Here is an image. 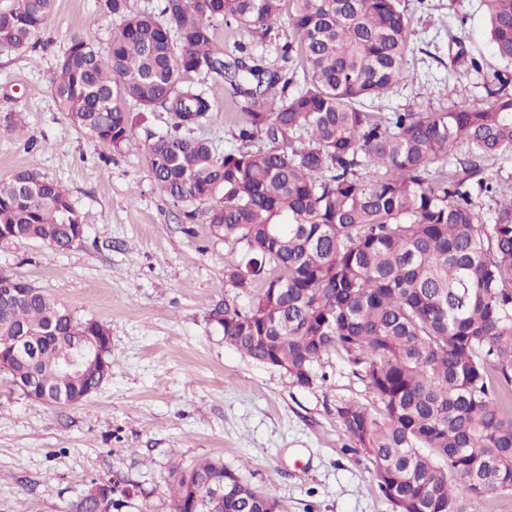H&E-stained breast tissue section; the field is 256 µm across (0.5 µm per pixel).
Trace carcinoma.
Returning <instances> with one entry per match:
<instances>
[{
  "instance_id": "obj_1",
  "label": "carcinoma",
  "mask_w": 512,
  "mask_h": 512,
  "mask_svg": "<svg viewBox=\"0 0 512 512\" xmlns=\"http://www.w3.org/2000/svg\"><path fill=\"white\" fill-rule=\"evenodd\" d=\"M159 13L130 0H99L120 18L103 53L74 36L51 80L71 125L120 151L132 145L126 104L172 113L177 126L208 122L213 104L184 81L205 72L227 81L246 115L241 146L218 152L174 134L148 146L149 171L172 199L205 203L211 232L240 258L225 271L248 306L224 299L211 313L224 341L309 387L333 351L379 403L336 407L356 450L372 462L397 512H477L512 495V191L486 177L512 153L509 79L493 74L491 101L449 111L375 112L366 102L409 77V18L401 0H161ZM490 44L512 62V0H483ZM55 0H17L0 12V47L24 52ZM288 10L304 85L253 51L224 58L214 26L235 22L263 39ZM264 140L268 148L247 144ZM458 144L464 157L451 163ZM496 207L482 221L474 198ZM84 229L58 183L21 169L0 181V236L64 250ZM43 336L24 363L9 361L21 334ZM109 337L37 288L0 306V371L27 398L57 384L74 345ZM72 395L98 384L81 364ZM224 486L215 512H272L220 458L203 459L169 488L171 512H192L193 493ZM93 480L70 512H103ZM134 491L112 484V510Z\"/></svg>"
}]
</instances>
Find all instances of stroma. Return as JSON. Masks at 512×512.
<instances>
[{"instance_id":"obj_1","label":"stroma","mask_w":512,"mask_h":512,"mask_svg":"<svg viewBox=\"0 0 512 512\" xmlns=\"http://www.w3.org/2000/svg\"><path fill=\"white\" fill-rule=\"evenodd\" d=\"M413 52L411 80L379 100L382 111L449 109L483 100L493 72L512 75L492 55L481 0H401ZM119 18L97 0H56L53 14L24 53L0 49V180L20 168L60 183L85 226L81 243L59 251L37 242L0 241V273L19 276L64 302L78 318L109 329L110 379L80 404L31 401L0 372V512H68L90 481L135 484L122 512H170L167 487L176 471L223 458L250 486L276 499L278 512H395L377 486L371 461L351 451L337 405L373 406L365 384L336 353L316 366L309 387L256 363L225 343L211 311L235 290L224 272L237 256L208 225L184 221L152 180L150 135L175 123L172 113L128 103L135 148L120 152L69 125L50 79L71 37L107 48ZM225 57L239 45L269 66L283 62L287 19L266 39L217 24ZM456 38L482 72L448 73ZM214 108L196 137L217 149L234 146L245 115L223 81L188 74Z\"/></svg>"}]
</instances>
